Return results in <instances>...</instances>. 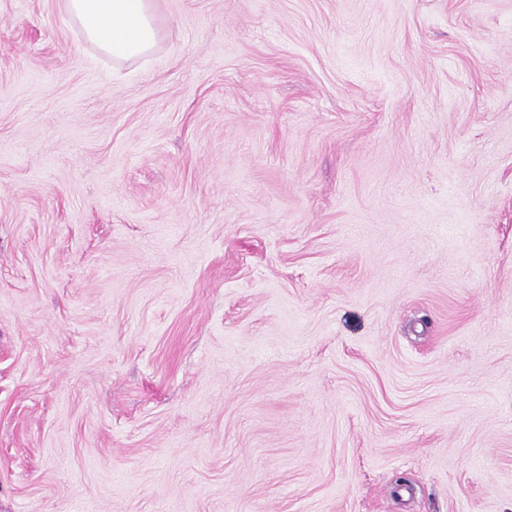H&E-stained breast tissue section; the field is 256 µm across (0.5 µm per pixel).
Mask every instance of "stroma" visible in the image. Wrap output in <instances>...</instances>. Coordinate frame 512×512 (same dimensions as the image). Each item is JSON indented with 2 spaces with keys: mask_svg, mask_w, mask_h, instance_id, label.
Masks as SVG:
<instances>
[{
  "mask_svg": "<svg viewBox=\"0 0 512 512\" xmlns=\"http://www.w3.org/2000/svg\"><path fill=\"white\" fill-rule=\"evenodd\" d=\"M0 0V512H512V0ZM70 20L112 59L149 54L158 40L152 0H66Z\"/></svg>",
  "mask_w": 512,
  "mask_h": 512,
  "instance_id": "obj_1",
  "label": "stroma"
}]
</instances>
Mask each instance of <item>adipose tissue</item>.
I'll list each match as a JSON object with an SVG mask.
<instances>
[{"label": "adipose tissue", "mask_w": 512, "mask_h": 512, "mask_svg": "<svg viewBox=\"0 0 512 512\" xmlns=\"http://www.w3.org/2000/svg\"><path fill=\"white\" fill-rule=\"evenodd\" d=\"M70 20L112 59L149 54L158 40L152 0H65Z\"/></svg>", "instance_id": "obj_1"}]
</instances>
